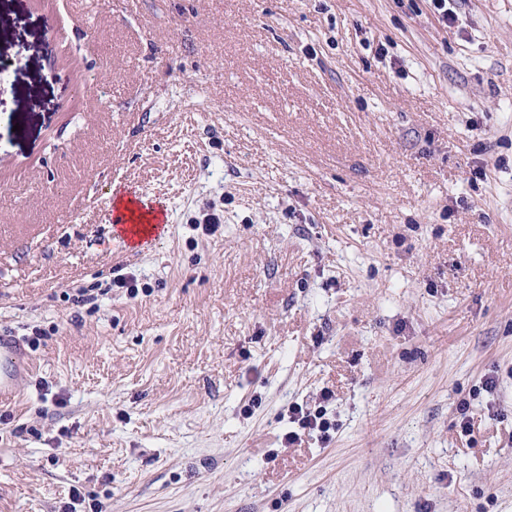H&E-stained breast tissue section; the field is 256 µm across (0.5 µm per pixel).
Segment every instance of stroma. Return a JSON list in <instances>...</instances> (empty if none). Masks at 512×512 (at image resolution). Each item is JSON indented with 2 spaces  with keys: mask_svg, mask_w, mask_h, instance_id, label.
I'll return each mask as SVG.
<instances>
[{
  "mask_svg": "<svg viewBox=\"0 0 512 512\" xmlns=\"http://www.w3.org/2000/svg\"><path fill=\"white\" fill-rule=\"evenodd\" d=\"M457 13L0 0V335L35 365L0 512H512V0ZM116 187L166 208L143 247ZM294 403L330 441L283 446Z\"/></svg>",
  "mask_w": 512,
  "mask_h": 512,
  "instance_id": "stroma-1",
  "label": "stroma"
}]
</instances>
